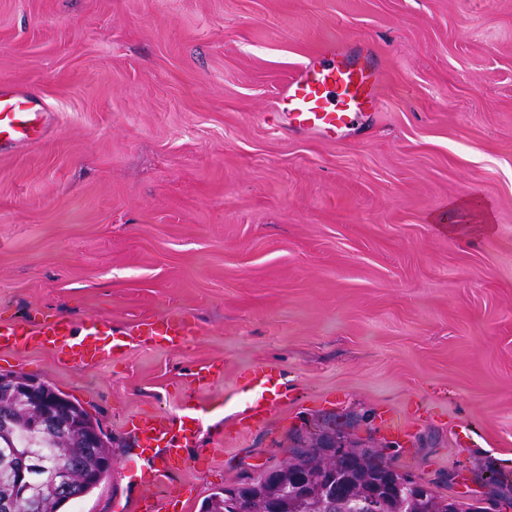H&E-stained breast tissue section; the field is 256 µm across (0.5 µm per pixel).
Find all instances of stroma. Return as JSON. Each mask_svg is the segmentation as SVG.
I'll return each mask as SVG.
<instances>
[{"mask_svg":"<svg viewBox=\"0 0 512 512\" xmlns=\"http://www.w3.org/2000/svg\"><path fill=\"white\" fill-rule=\"evenodd\" d=\"M382 78L336 140L282 129L283 82L323 43ZM52 129L0 153V323L179 316L177 348L74 367L0 350L79 400L112 475L66 512L143 495L129 420L221 404L258 367L287 402L206 422L161 512L287 455L324 417L437 492L512 490V0H0V84ZM490 215L475 235L469 202ZM223 371L193 382L204 365Z\"/></svg>","mask_w":512,"mask_h":512,"instance_id":"obj_1","label":"stroma"}]
</instances>
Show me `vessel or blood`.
<instances>
[{
	"instance_id": "1",
	"label": "vessel or blood",
	"mask_w": 512,
	"mask_h": 512,
	"mask_svg": "<svg viewBox=\"0 0 512 512\" xmlns=\"http://www.w3.org/2000/svg\"><path fill=\"white\" fill-rule=\"evenodd\" d=\"M337 52L335 44L323 45L281 85L277 116L286 128L333 137L349 128L357 113L375 107L378 86L368 75L347 65H324V58ZM36 101L31 90L17 85L0 90L1 152L24 148L48 134L50 125ZM190 332L185 319L166 317L141 321L134 336L143 343L161 339L176 346ZM123 345V340H109L106 324L95 318L84 323L79 337L63 319L46 320L32 328L0 324V349L50 348L75 366L108 360ZM287 398L288 387L281 374L272 368H259L226 402L236 408L241 426L248 428ZM208 412V407L201 405L183 408L175 416L156 413L132 419V429L148 461L147 467L126 469L129 480L146 490L136 505L138 512H156L154 488L164 486L183 462L184 451L197 442Z\"/></svg>"
}]
</instances>
